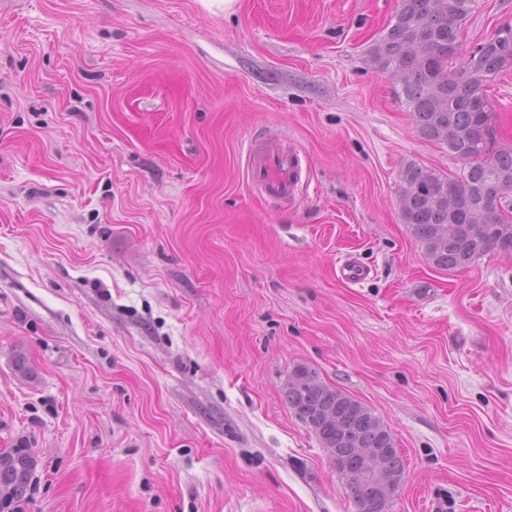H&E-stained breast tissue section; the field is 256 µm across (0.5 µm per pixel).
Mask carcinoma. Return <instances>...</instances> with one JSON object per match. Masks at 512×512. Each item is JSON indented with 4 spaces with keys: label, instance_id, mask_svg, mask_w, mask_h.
I'll list each match as a JSON object with an SVG mask.
<instances>
[{
    "label": "carcinoma",
    "instance_id": "carcinoma-1",
    "mask_svg": "<svg viewBox=\"0 0 512 512\" xmlns=\"http://www.w3.org/2000/svg\"><path fill=\"white\" fill-rule=\"evenodd\" d=\"M475 0H398L394 22L369 50L375 68L403 77L401 95L414 128L424 140L448 147L462 163L460 172L442 175L415 165L402 172V223L439 270L463 269L496 252L512 255V219L497 198L512 192V148H495L494 113L488 82L512 64V27L470 51L463 82L453 66L462 50L461 28ZM284 396L294 415L322 447L348 456L340 473L356 512H385L371 486L355 474L352 449L389 448L390 470L404 475L395 439L372 408L322 381L316 370L297 365L288 374ZM35 459L25 448L0 451V512L26 491Z\"/></svg>",
    "mask_w": 512,
    "mask_h": 512
}]
</instances>
